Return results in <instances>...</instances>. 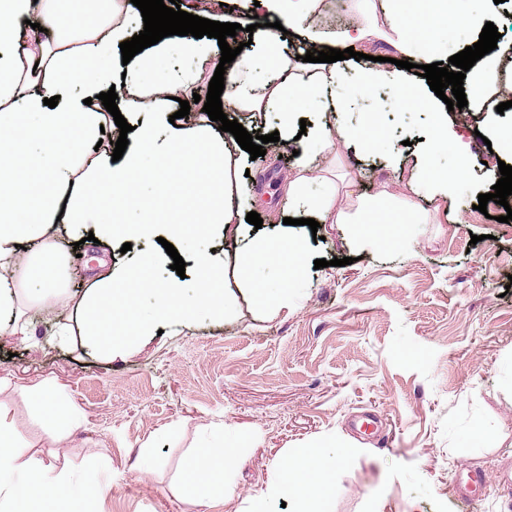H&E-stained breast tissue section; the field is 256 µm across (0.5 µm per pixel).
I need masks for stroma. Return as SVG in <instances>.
Instances as JSON below:
<instances>
[{"mask_svg":"<svg viewBox=\"0 0 512 512\" xmlns=\"http://www.w3.org/2000/svg\"><path fill=\"white\" fill-rule=\"evenodd\" d=\"M357 77L338 88L348 112L328 116L330 128L356 127L379 139L370 156L342 141L319 153L309 194L325 182H354L364 197L388 189L399 211L409 171L386 167L388 155L422 153L431 124L425 111H401L402 87L381 88L385 101L370 124ZM448 125L471 145L466 162L437 148L436 164H465L457 194L424 203L427 224L395 226V239L360 247L349 224H323L309 243L310 259L289 314L257 305L232 273L223 318L171 322L124 354L95 355L77 337L52 336L54 311L29 309L30 343L0 335V392L34 458L82 479L93 473L111 486L91 512H202L184 490V463L199 440L229 425L245 441L212 512H248L289 452L333 443L330 512H512V222L502 209L477 211L512 154L489 150L495 131L512 126L499 114L452 112ZM278 172L251 167L237 191L260 214L294 211L271 195ZM462 212L460 224L446 213ZM348 265L336 267V258ZM62 391L80 421L59 438L35 418L25 388ZM479 467L493 484L472 503L455 487Z\"/></svg>","mask_w":512,"mask_h":512,"instance_id":"35a3bbf8","label":"stroma"}]
</instances>
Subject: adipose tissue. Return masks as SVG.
<instances>
[{
    "label": "adipose tissue",
    "mask_w": 512,
    "mask_h": 512,
    "mask_svg": "<svg viewBox=\"0 0 512 512\" xmlns=\"http://www.w3.org/2000/svg\"><path fill=\"white\" fill-rule=\"evenodd\" d=\"M320 0H259L256 15L263 19L253 39L262 45L265 76H252V57L241 51L239 59L225 73L232 88L223 103L246 111L279 112V132L286 139H299L301 147L289 165L298 176L288 182L285 192L297 199L308 182L314 152L331 146L334 139L350 143L362 141L365 149H375L372 141L361 140L357 129L343 127L332 131L313 124L301 126L309 100H316L321 112H339L343 102L336 94L343 75L335 65L309 63L284 54V35L307 39L317 50L339 43L387 44L396 66L375 64L362 67L359 89L374 94L379 87L397 84L405 88L403 107L427 110L433 114L428 145L454 144L460 158L470 154L469 143L459 140L448 127L446 104L431 91L426 78L414 70L400 68V61H411L418 48H425L436 59L448 53L444 39H426L416 28L431 18L447 20L463 17L474 31L486 23L483 11L474 9L472 0H359L375 23L336 32L326 40L311 31L310 19ZM128 0H83L82 25L68 27L61 0H0V48H7V66L0 67V335L29 341L31 331L25 318L30 305L57 311L58 335L68 336L72 326L66 311H73L87 342L107 354L124 351L144 336L154 335L169 321H186L198 314L223 315L224 267L209 254L197 253L191 282L158 279L144 268H113L105 255L118 244L147 239L164 215L152 214L149 221L132 224L116 218L100 207L102 198L120 203L123 210L139 206L143 182L160 185L170 180L168 167L172 153L182 154L185 162L201 175L202 189L184 224L210 233L220 226L244 224L249 207L237 191L236 175L250 161L233 135H221L212 125L188 126L170 122L169 100L187 95L199 74L212 69L220 59L217 39L183 36L182 53L195 64L177 81L134 82L117 87L114 56L120 44L129 40ZM415 23L402 25V15ZM467 109L481 111V103L491 95L512 91V42H498L495 51L478 60L464 80ZM116 89V104L124 117L151 110L149 122L128 132L129 144L120 160H113L112 141L117 126L108 119L99 95ZM57 97L56 107L45 104ZM167 136L168 153L146 155L157 131ZM417 174L407 187L403 211L412 224L425 221L418 199H447L459 187L462 169L432 164L429 154L416 160ZM295 218H312L321 224L355 225V239L364 242L389 239L394 235L390 211L383 200L360 201L355 214L336 206V187L327 185L325 193L310 207L299 208ZM184 224H167L172 241L183 238ZM90 226L95 240L90 251L100 254L96 269L89 273V285L78 293L68 292L63 279L69 258L57 252L53 241L60 231ZM28 247L26 266H19L20 247ZM307 243L299 237L272 234L248 235L233 254V268L255 299L275 310L295 306V287L304 275ZM286 265L287 275L275 287L255 277L257 270ZM151 295L148 313L132 312L134 300ZM44 429L67 434L76 422L77 410L60 395L39 387L29 388ZM26 443L10 418L8 402L0 400V512H20L21 504L40 497L53 499L73 490L82 498L103 497L108 487L87 476L72 483L63 474L50 475L47 466L24 461ZM337 452L318 445L303 448L284 457L278 473L253 503L250 512H271L273 503L288 500L292 512H328L330 474L336 466ZM238 464L237 433L224 427L203 438L186 462V472L194 487L196 506L205 508L223 500L226 477Z\"/></svg>",
    "instance_id": "1"
}]
</instances>
